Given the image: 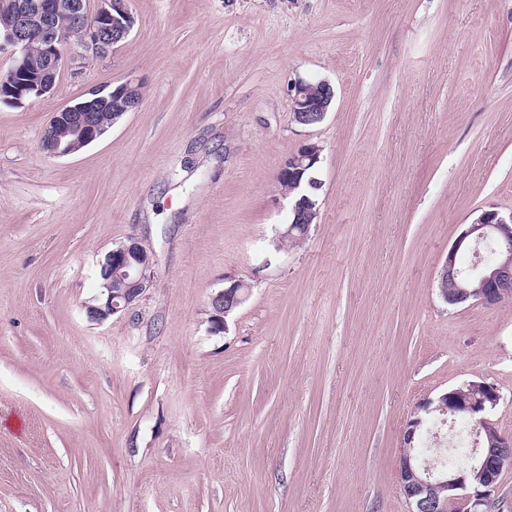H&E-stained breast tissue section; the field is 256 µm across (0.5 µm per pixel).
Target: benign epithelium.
<instances>
[{
    "mask_svg": "<svg viewBox=\"0 0 512 512\" xmlns=\"http://www.w3.org/2000/svg\"><path fill=\"white\" fill-rule=\"evenodd\" d=\"M61 14L69 18L70 28L64 32L57 25ZM136 18L128 0H6L0 4V53L7 56L10 66L0 75V102L21 107L33 99L48 98L68 62L88 56L103 57L115 51L131 33ZM38 46L44 67L39 71L28 68L27 57ZM139 84L127 80L116 86L92 87L84 99L53 113L41 137V149L52 157L73 155L102 137L104 129L92 112L98 106L114 107V118L139 108L142 98ZM292 121L308 127L304 119L308 112L324 121L334 99L330 83L301 78L287 87ZM69 129L74 139L62 140L61 130ZM322 147L311 141L302 143L280 164L277 181L298 180L309 169L319 168ZM308 195L288 200V222L279 231L286 239L310 211ZM488 239L498 246L497 261L485 267L475 266L468 277L459 275L458 257ZM142 243L129 237L101 263L100 292L86 305L88 318L102 323L110 317L129 311L150 288L152 265L142 262ZM440 294L450 305L480 304L493 307L512 298V214L504 217L495 209L482 211L464 225L448 249L439 276ZM244 282L235 280L230 286L210 298V332L222 333L227 322L247 298ZM468 400L457 399L458 390L426 399L410 419L403 433V446L398 461V486L410 512H447L448 503H460L465 512H488L498 498L501 476L512 470V437L502 434L491 419L502 395L496 383L481 379L463 383ZM432 412L460 415L467 419L479 435L489 440V447L472 454L460 466L430 472L420 470V461L412 453V442L421 429L420 413Z\"/></svg>",
    "mask_w": 512,
    "mask_h": 512,
    "instance_id": "obj_1",
    "label": "benign epithelium"
}]
</instances>
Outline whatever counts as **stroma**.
Returning <instances> with one entry per match:
<instances>
[{
    "instance_id": "obj_1",
    "label": "stroma",
    "mask_w": 512,
    "mask_h": 512,
    "mask_svg": "<svg viewBox=\"0 0 512 512\" xmlns=\"http://www.w3.org/2000/svg\"><path fill=\"white\" fill-rule=\"evenodd\" d=\"M121 46L0 104V512H409L419 403L495 382L512 435V300L451 306L462 225L512 214V0H130ZM328 81L291 121V79ZM143 99L79 153L40 147L94 85ZM318 143V217L279 245L276 175ZM150 288L85 306L113 248ZM248 284L226 332L210 296ZM287 96L292 121L300 126L311 127L315 125L305 120L304 114L315 112L317 119L323 122L334 99V90L327 81L298 78L288 84ZM141 240L128 237L109 252L101 263L100 292L85 306L88 318L102 323L110 317L129 311L150 288L152 265L143 263L140 257Z\"/></svg>"
}]
</instances>
